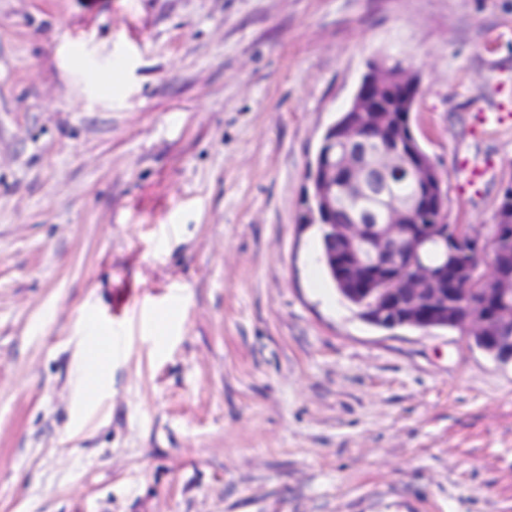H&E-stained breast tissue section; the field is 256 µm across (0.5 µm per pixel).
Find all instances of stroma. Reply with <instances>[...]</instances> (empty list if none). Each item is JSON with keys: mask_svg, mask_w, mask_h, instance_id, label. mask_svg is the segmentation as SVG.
Returning <instances> with one entry per match:
<instances>
[{"mask_svg": "<svg viewBox=\"0 0 512 512\" xmlns=\"http://www.w3.org/2000/svg\"><path fill=\"white\" fill-rule=\"evenodd\" d=\"M382 59L490 235L512 0H0V512H512V362L364 321L301 220ZM112 369V362L107 363L98 362L93 367L87 368L85 379L92 377L96 382V390L89 394L83 393V408L86 404L91 403L98 395L100 389L107 386L110 383V374Z\"/></svg>", "mask_w": 512, "mask_h": 512, "instance_id": "stroma-1", "label": "stroma"}]
</instances>
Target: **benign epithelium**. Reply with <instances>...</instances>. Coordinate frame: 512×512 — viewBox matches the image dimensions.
Returning a JSON list of instances; mask_svg holds the SVG:
<instances>
[{"label": "benign epithelium", "instance_id": "benign-epithelium-1", "mask_svg": "<svg viewBox=\"0 0 512 512\" xmlns=\"http://www.w3.org/2000/svg\"><path fill=\"white\" fill-rule=\"evenodd\" d=\"M419 94L417 77L403 65L381 61L370 66L347 108L351 122L337 143L348 180L362 194L385 201L383 219L364 210L348 224L325 228L339 242V264L351 283L384 280L389 285L377 299L386 311H402L425 329L447 315L467 335L495 342L500 360L512 361V267L503 261L512 257V176L503 186L492 236L447 223L444 174L403 148L404 115L413 112ZM386 143L393 147L384 148ZM401 176L423 184L422 194L409 201L388 196L387 186ZM335 178L334 164L324 165L319 175L309 174L312 221L320 220L322 211L336 210ZM431 246L443 248L449 260L424 262L421 253ZM486 256L490 269L481 279L489 287L474 288L477 269L471 259Z\"/></svg>", "mask_w": 512, "mask_h": 512}]
</instances>
